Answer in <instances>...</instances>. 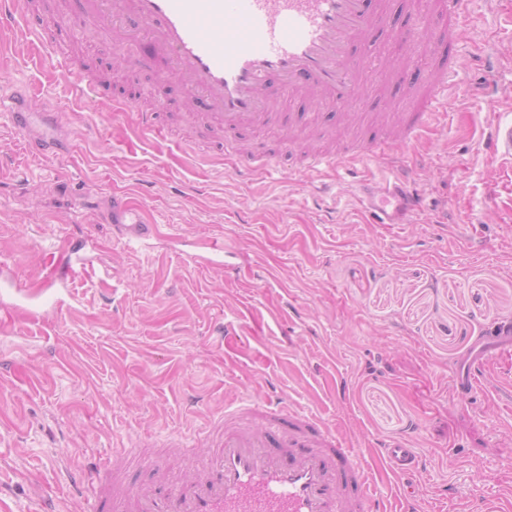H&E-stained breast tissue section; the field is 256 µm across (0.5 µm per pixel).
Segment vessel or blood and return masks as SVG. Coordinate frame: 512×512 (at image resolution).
I'll return each instance as SVG.
<instances>
[{"mask_svg":"<svg viewBox=\"0 0 512 512\" xmlns=\"http://www.w3.org/2000/svg\"><path fill=\"white\" fill-rule=\"evenodd\" d=\"M470 0H430L423 18L427 30H443L458 40ZM23 0H0V39H22L29 58L47 46L44 31L21 25ZM82 18L104 19L125 40L141 44V55L165 62L168 72L203 109L205 122L228 134L269 124L286 98L316 97L348 107L368 91L360 82L363 61L357 40L375 34V53L393 35L369 0H86ZM427 86L416 111L397 127L374 135L353 154H296L298 170L320 165L351 166L389 152L391 176L381 189L364 187L362 202L377 223L404 224L419 208L420 195L408 164L406 146L444 117L448 75L425 76ZM28 156L61 154L54 138L34 136V122L54 124L57 115L39 109L27 91L0 87V104ZM493 154L512 156V123L497 126ZM112 231L126 245L156 235L120 196L110 201ZM379 457L402 480L396 512H420L416 477L421 459L404 439L390 441ZM150 468L164 491L123 482L121 473ZM374 476L354 449L321 417L292 410L282 402L242 404L225 411L206 436L205 451L172 445L135 450L115 463L97 485L92 512H381L373 493Z\"/></svg>","mask_w":512,"mask_h":512,"instance_id":"b4317fda","label":"vessel or blood"}]
</instances>
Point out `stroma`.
Wrapping results in <instances>:
<instances>
[{
	"label": "stroma",
	"mask_w": 512,
	"mask_h": 512,
	"mask_svg": "<svg viewBox=\"0 0 512 512\" xmlns=\"http://www.w3.org/2000/svg\"><path fill=\"white\" fill-rule=\"evenodd\" d=\"M78 0H42L50 56L0 52V81L37 88L75 145L23 155L0 117V499L10 512H83L90 478L130 448L194 444L243 401L278 398L317 412L376 474L393 502L401 486L377 455L407 436L422 457L424 512L512 506V356L457 396L456 366L478 337L512 322V159L492 155L512 121V0H472L465 43L420 58L422 33L402 30L388 53L412 69L448 68L453 122L408 146L422 208L389 231L360 203L374 156L355 172L270 168L234 173L206 150L196 106L106 30L75 23ZM67 59L70 74L57 71ZM91 74L103 99H78ZM351 117L312 98L282 102L278 125L243 142L277 157L365 134L366 112L413 111L418 94L388 71ZM158 108L165 140L143 136L137 111ZM123 194L158 231L128 249L112 235L108 196ZM224 254L196 263L195 243ZM81 273L50 278L48 252Z\"/></svg>",
	"instance_id": "35a3bbf8"
}]
</instances>
